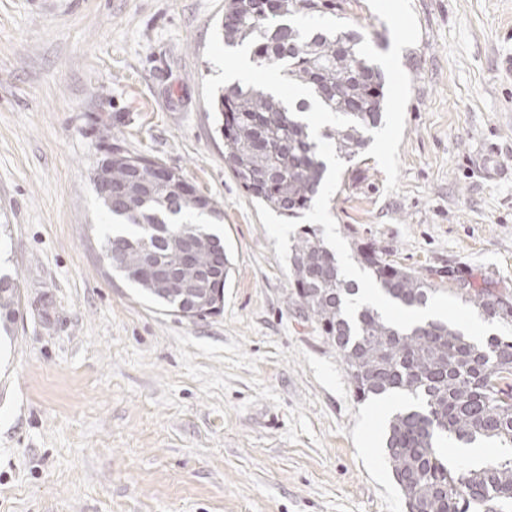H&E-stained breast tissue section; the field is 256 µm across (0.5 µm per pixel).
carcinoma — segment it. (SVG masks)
Returning a JSON list of instances; mask_svg holds the SVG:
<instances>
[{
	"label": "carcinoma",
	"instance_id": "cac0c4a2",
	"mask_svg": "<svg viewBox=\"0 0 512 512\" xmlns=\"http://www.w3.org/2000/svg\"><path fill=\"white\" fill-rule=\"evenodd\" d=\"M336 15V0H227L222 23L224 44L249 45L259 67L278 68L293 87L336 114L340 123L323 136L335 155L354 161L368 146L369 132L384 112L386 78L366 50V35L349 25L319 26ZM264 87L235 84L213 101L224 137V165L252 197L289 218L311 207L326 178V161L302 113ZM155 163L107 149L102 167L112 178V198L104 207L128 226L107 234L105 248L149 244L163 262L183 276L208 269L201 299L177 288L160 289L128 267L122 273L151 300L182 312L191 303L219 312L230 261L224 243L192 214L222 218L217 203L198 193L173 171L170 182L146 189ZM191 236L194 263L181 262L179 241ZM355 257L390 301L408 308L428 304L431 284L414 271L382 257L373 245L354 243ZM288 301L336 340L356 398L392 393L418 400L394 413L386 451L408 512H471L512 499V338L490 336L473 343L451 321L431 320L401 326L365 304L353 310L355 291L341 272L336 254L316 235L291 249ZM457 283L478 316L512 322V293L475 288L455 271ZM20 300L14 282L0 276V318L11 321ZM496 439L503 453L483 460L468 449Z\"/></svg>",
	"mask_w": 512,
	"mask_h": 512
}]
</instances>
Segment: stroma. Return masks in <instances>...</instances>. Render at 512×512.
Wrapping results in <instances>:
<instances>
[{
	"instance_id": "stroma-1",
	"label": "stroma",
	"mask_w": 512,
	"mask_h": 512,
	"mask_svg": "<svg viewBox=\"0 0 512 512\" xmlns=\"http://www.w3.org/2000/svg\"><path fill=\"white\" fill-rule=\"evenodd\" d=\"M384 70L371 142L288 219L224 166L214 96L225 0H0V272L26 310L0 338V512H407L334 343L288 304L290 247L374 243L439 316L506 334L449 271L512 289V0H341ZM217 202L218 314L185 318L102 258L104 143ZM507 177L485 179L482 155Z\"/></svg>"
}]
</instances>
